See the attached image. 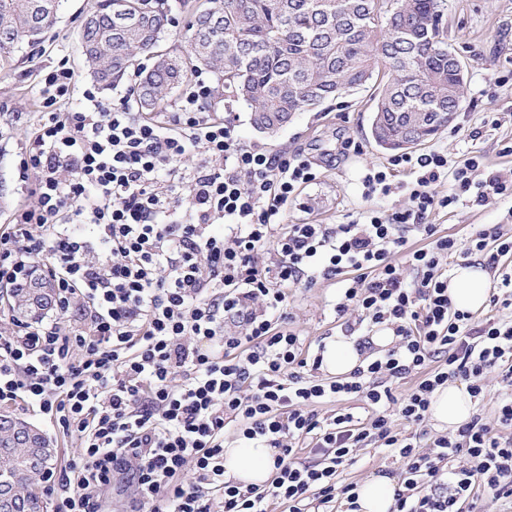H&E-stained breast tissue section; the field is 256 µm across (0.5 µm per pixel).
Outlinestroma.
Returning a JSON list of instances; mask_svg holds the SVG:
<instances>
[{"label": "stroma", "mask_w": 512, "mask_h": 512, "mask_svg": "<svg viewBox=\"0 0 512 512\" xmlns=\"http://www.w3.org/2000/svg\"><path fill=\"white\" fill-rule=\"evenodd\" d=\"M97 0H61L58 22L41 51L29 47L0 60V225L9 223L15 210L32 198L18 180L23 147L39 116V91L45 75L67 63L79 84L90 77L82 64L80 28L83 17ZM444 22L448 45L467 65L466 95L455 120L432 139L417 146V153L438 150L452 164L463 165L480 156L492 170L512 169V0H446ZM375 102L359 91L295 115L275 136L253 129L247 107L231 98L216 102V110L231 122L240 141L272 152L301 151L313 156L319 177L302 186L288 207L291 224H340L348 216L374 210L381 216L408 205L404 174H397L389 194L366 196L363 178L369 170L389 166L393 155L377 147L369 134ZM430 221L438 234L466 240L481 224L512 230V202L496 197L481 206H460L435 212ZM339 300L336 281H318L288 291L290 328L315 346L342 335V321L333 307ZM6 412L46 432L57 448L56 466L76 454V436L29 410L20 401ZM397 462L384 448L367 446L358 461L339 476L340 483H364L396 471Z\"/></svg>", "instance_id": "obj_1"}]
</instances>
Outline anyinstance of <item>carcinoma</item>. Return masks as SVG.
Masks as SVG:
<instances>
[{"instance_id": "cac0c4a2", "label": "carcinoma", "mask_w": 512, "mask_h": 512, "mask_svg": "<svg viewBox=\"0 0 512 512\" xmlns=\"http://www.w3.org/2000/svg\"><path fill=\"white\" fill-rule=\"evenodd\" d=\"M33 0H0V58L23 43L35 47L57 22L53 11L33 23ZM152 0H98L81 26L85 66L105 86L121 80L139 55L138 110L163 111L189 75L214 73L222 92L250 109L257 131L273 136L298 112L313 110L373 83L378 93L371 137L386 151H404L431 139L464 99L465 69L449 55L443 0H206L194 4L185 45L161 48L170 25ZM15 316H36L24 289L11 291ZM0 413V482L17 486L19 512H47L34 486L46 470H18L14 425Z\"/></svg>"}]
</instances>
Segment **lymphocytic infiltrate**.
I'll use <instances>...</instances> for the list:
<instances>
[{
    "label": "lymphocytic infiltrate",
    "instance_id": "1",
    "mask_svg": "<svg viewBox=\"0 0 512 512\" xmlns=\"http://www.w3.org/2000/svg\"><path fill=\"white\" fill-rule=\"evenodd\" d=\"M77 90L85 108L63 110ZM212 93L195 78L175 111L146 117L133 109L134 86L106 103L96 85L77 88L71 68L44 78L18 169L34 201L0 226V285L40 260L57 300L51 318L14 321L0 338V402L23 401L78 433L77 455L46 480L55 512H107L119 481L129 512H267L272 499L288 512H332L339 501L355 512L356 484L337 478L371 443L400 464L393 512H461L480 491L511 498L512 437L497 431L512 426V397L494 420L476 414L452 434L429 435L426 422L448 382L479 398L499 365L512 386V321L476 323L448 298L457 254L486 255L495 288L511 289L498 258L512 236L495 224L462 243L429 222L439 209L512 199V176L477 156L452 168L442 152L401 155L394 165L413 175L407 207L290 224L289 203L317 178L313 161L240 143L209 111ZM192 150L202 160L185 182L175 165ZM413 233L426 247L411 248ZM336 278L334 310L362 362L328 382L316 377L322 355L281 316L288 288ZM381 326L394 337L385 349L370 336ZM413 375L417 384L395 395L392 380ZM349 396L363 399L366 417L314 410ZM396 415L406 431L393 429ZM232 424L236 438L277 449L269 488L225 480ZM306 442L312 459L301 462Z\"/></svg>",
    "mask_w": 512,
    "mask_h": 512
}]
</instances>
